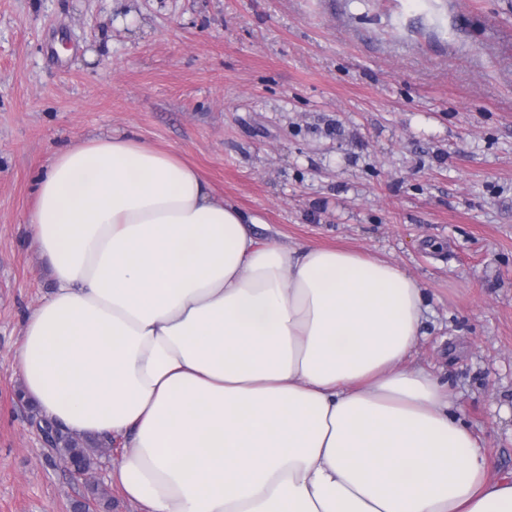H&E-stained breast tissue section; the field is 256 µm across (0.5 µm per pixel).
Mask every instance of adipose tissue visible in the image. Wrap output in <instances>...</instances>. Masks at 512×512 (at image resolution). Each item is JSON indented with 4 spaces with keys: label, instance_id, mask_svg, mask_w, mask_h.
Instances as JSON below:
<instances>
[{
    "label": "adipose tissue",
    "instance_id": "adipose-tissue-1",
    "mask_svg": "<svg viewBox=\"0 0 512 512\" xmlns=\"http://www.w3.org/2000/svg\"><path fill=\"white\" fill-rule=\"evenodd\" d=\"M34 196L54 288L18 369L70 434L127 437L136 512H512V474L413 360L429 305L399 265L260 240L121 133L56 151Z\"/></svg>",
    "mask_w": 512,
    "mask_h": 512
}]
</instances>
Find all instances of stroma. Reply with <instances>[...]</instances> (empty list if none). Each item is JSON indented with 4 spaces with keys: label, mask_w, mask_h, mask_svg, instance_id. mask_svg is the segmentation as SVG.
<instances>
[{
    "label": "stroma",
    "mask_w": 512,
    "mask_h": 512,
    "mask_svg": "<svg viewBox=\"0 0 512 512\" xmlns=\"http://www.w3.org/2000/svg\"><path fill=\"white\" fill-rule=\"evenodd\" d=\"M114 131L262 240L400 265L430 305L416 362L512 472V0H0V512L89 496L17 398L53 287L25 218L57 150Z\"/></svg>",
    "instance_id": "stroma-1"
}]
</instances>
